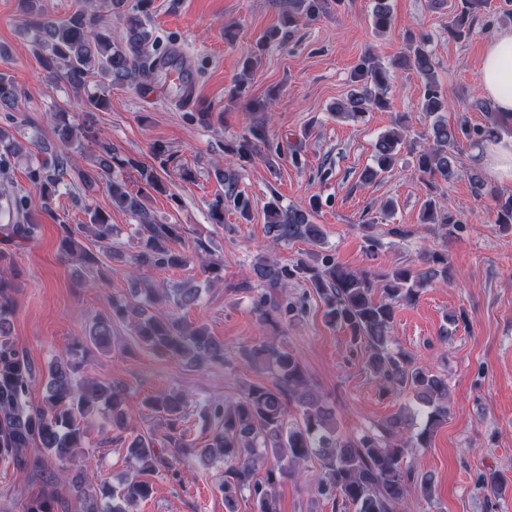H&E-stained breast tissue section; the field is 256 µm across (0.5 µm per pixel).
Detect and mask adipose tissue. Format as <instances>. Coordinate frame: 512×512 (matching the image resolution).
<instances>
[{"label":"adipose tissue","mask_w":512,"mask_h":512,"mask_svg":"<svg viewBox=\"0 0 512 512\" xmlns=\"http://www.w3.org/2000/svg\"><path fill=\"white\" fill-rule=\"evenodd\" d=\"M480 85L500 115L512 117V31L497 33L485 47ZM476 154L497 181H512V133L480 145Z\"/></svg>","instance_id":"1"}]
</instances>
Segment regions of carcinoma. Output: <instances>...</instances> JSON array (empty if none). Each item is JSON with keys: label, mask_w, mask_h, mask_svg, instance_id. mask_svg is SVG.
<instances>
[{"label": "carcinoma", "mask_w": 512, "mask_h": 512, "mask_svg": "<svg viewBox=\"0 0 512 512\" xmlns=\"http://www.w3.org/2000/svg\"><path fill=\"white\" fill-rule=\"evenodd\" d=\"M140 6L123 16L126 25L122 41L112 40V25L82 5L64 18L49 15L41 0H23L26 25L35 32L37 57L45 75L53 82L70 86L77 94L78 108L105 109L108 99L83 97L81 92L91 83L135 88L147 77L151 65L162 68L179 64L166 54L154 51L156 40ZM487 7V0H457L448 36L464 40L471 33L475 15ZM302 15L288 12V23L300 18L316 20L327 9V0H299ZM372 24L382 32L391 25V12L382 2L372 11ZM407 51L396 61L401 68L414 70L424 81L421 110L431 118L423 142L419 145L417 172L428 184H448L459 176L454 148L465 138L473 142L494 137L501 122L491 103L481 101L476 108L487 114L488 124L470 126L463 118L448 124L443 113L449 110L437 77L438 63L428 48L427 37L407 33ZM363 91L350 94L336 108V116L354 120L366 113L384 109L390 75L373 54H365L353 73ZM19 90L11 76L0 72V104L11 105ZM54 133L60 146L54 150L29 141L23 143L0 128V175L12 171L15 160L30 154L35 157L26 176L43 192V209L49 205L56 187L65 182L91 188L100 181L106 187L112 207L133 214L138 224L139 250L131 258L135 271L185 267L195 261L204 271L224 269L223 260L207 250L205 254L179 249L181 228L164 224L148 210L144 195L130 190L127 183L112 177V148L101 142L100 154L92 165L75 168L70 154L84 147V142L98 139L90 125L71 121L69 114H55ZM267 140L262 125L250 127L231 147L241 165L252 161L257 146ZM407 142L404 129H395L379 137L375 144V167L366 171L372 179L391 170L401 145ZM472 191L477 197L488 196L494 202L495 223L512 224V193L496 191L480 175H470ZM245 216L250 200L237 189L225 184L224 195L212 205V219L224 223V204ZM271 208L268 233L276 243L304 240L323 244L322 226L312 222V210ZM35 204L21 190L0 192V233L3 241L16 248L38 237L40 224L34 217ZM423 223L436 224L443 235H452L456 222L441 212L435 201L424 205ZM80 236H90L98 244L96 253L81 246ZM62 252L76 259L85 269L108 279L109 269L103 258L112 254V224L99 210L90 212L89 223L74 230L64 227ZM427 269L420 272L396 267L389 272L371 274L350 271L329 255L307 252L290 264L281 265L266 258L253 264L255 282L245 281L238 289L253 295L252 313L263 325L277 327L298 319L308 312L309 297L302 294L291 301L278 291L291 282H307L314 289L323 308L326 322L349 333L350 342L366 352L365 364L370 373L385 383L387 390L409 391L424 411V422L414 429L410 418L397 413L374 430L356 437L343 435L336 424L334 409L325 397L311 388L299 357L275 343L272 338L258 339L236 350L211 336L207 326L192 325L178 311L195 305L199 289L181 284L159 291L149 286L134 290L132 298H114L108 311L92 324L87 336L71 343L66 354L51 361L43 372L37 371L27 354L11 338L10 323L15 314L12 297L14 285L0 277V459L19 467L29 466L25 450L32 445L44 449L47 457L71 461L79 449L89 443V427L100 413L127 442V455L136 475L117 485L93 487L80 477H72L75 496L83 512H130L128 506L145 500L152 493L150 482L142 479L160 468L196 456L224 462V512H238L239 498L249 495L254 512H278L276 488L288 479H297L312 458L319 462L315 478L316 493L332 501L333 512H399L411 493L430 501L434 493L433 478L414 471L407 458L415 448H425L435 429L448 419V381L401 351L390 348V332L395 308L416 301L419 291L433 282L448 283V253L429 252L424 257ZM136 317L131 331L134 342L160 356L175 359L191 367L227 365L235 359L271 374L266 383H248L242 395L232 402L207 403L199 416L210 429V442L203 449L188 438L183 427L189 401L179 392H164L147 399L146 406L159 414L167 433L163 443L154 435L134 431L126 423L124 405L126 388L120 383H84L78 372L91 352L111 351L112 329L118 323ZM43 383L45 395L35 406L29 401L32 387ZM173 449L167 457L160 446ZM264 475L259 477V470ZM65 504L54 491L45 489L29 502L26 512H59Z\"/></svg>", "instance_id": "obj_1"}]
</instances>
